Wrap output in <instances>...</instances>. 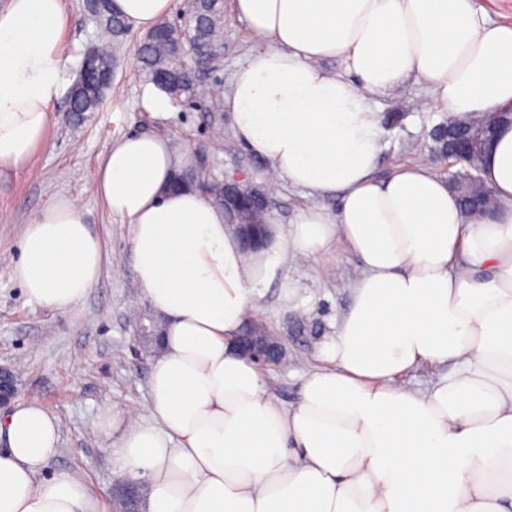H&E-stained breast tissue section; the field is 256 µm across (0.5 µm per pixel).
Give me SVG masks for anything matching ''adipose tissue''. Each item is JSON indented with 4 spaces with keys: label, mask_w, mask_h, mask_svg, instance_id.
Returning <instances> with one entry per match:
<instances>
[{
    "label": "adipose tissue",
    "mask_w": 512,
    "mask_h": 512,
    "mask_svg": "<svg viewBox=\"0 0 512 512\" xmlns=\"http://www.w3.org/2000/svg\"><path fill=\"white\" fill-rule=\"evenodd\" d=\"M171 2L112 7L148 31ZM231 14L260 40L224 95L235 136L312 202L247 253L223 206L171 189L189 152L141 134L104 157L95 193L130 225L135 278L164 325L148 420L100 416L121 476L146 480L147 512H512V125L481 168L500 207L472 217L423 162L377 177L370 105L412 79L457 117L512 108V25L472 0H231ZM67 26L61 0L0 7V168L45 137ZM333 195L334 213L317 203ZM333 244L361 267L352 304L284 406L237 338L256 285ZM102 264L81 206L59 197L26 224L9 276L66 312ZM424 363L451 369L401 385ZM58 428L33 401L0 417V512H101L82 480L43 476Z\"/></svg>",
    "instance_id": "1"
}]
</instances>
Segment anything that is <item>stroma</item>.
<instances>
[{"label":"stroma","mask_w":512,"mask_h":512,"mask_svg":"<svg viewBox=\"0 0 512 512\" xmlns=\"http://www.w3.org/2000/svg\"><path fill=\"white\" fill-rule=\"evenodd\" d=\"M62 5L69 17L61 38L65 69L60 93L50 105L45 140L27 163L0 169V365L18 374L20 399L37 401L58 418V450L46 474H74L108 507L117 459L109 453L112 439L97 429L98 417L114 407L147 418L153 355L135 333L134 313L145 314L149 308L134 276L130 228L112 217L93 189L100 159L124 137L154 133L190 151L196 170L210 178L245 173L253 187L267 193L269 223L288 227L309 199L285 184L268 189L264 163L236 140L218 99L258 44L245 22L228 18L223 54L195 76L197 96L170 101L165 118L155 115L151 85L140 72L142 32L130 28L118 46L112 86L100 111L77 125L67 111L69 91L84 54L98 42V28L85 0H62ZM372 105L385 118L378 177L419 158L437 175L447 176L448 163L432 153L429 133L448 113L432 104L423 85L406 82L376 96ZM61 196L80 203L104 250L99 279L67 313L28 300L8 274L19 258L24 224ZM359 275L356 258L332 248L295 256L258 287L257 319L286 343L284 360L264 369L280 403L295 401L303 377L320 367V344L335 332L350 303L347 285Z\"/></svg>","instance_id":"stroma-1"}]
</instances>
